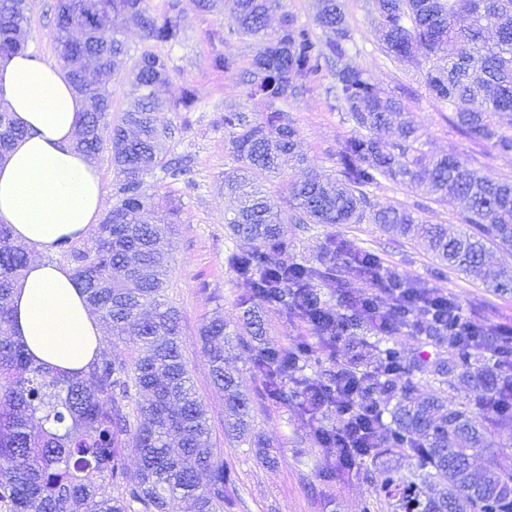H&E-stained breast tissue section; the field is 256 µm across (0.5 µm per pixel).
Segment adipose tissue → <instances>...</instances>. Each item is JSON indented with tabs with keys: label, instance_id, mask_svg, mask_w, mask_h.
<instances>
[{
	"label": "adipose tissue",
	"instance_id": "1",
	"mask_svg": "<svg viewBox=\"0 0 512 512\" xmlns=\"http://www.w3.org/2000/svg\"><path fill=\"white\" fill-rule=\"evenodd\" d=\"M0 105L26 131L0 158V223L39 252L82 238L105 207L93 160L72 147L85 101L59 67L21 52L0 62ZM11 307L14 331L37 360L68 371L93 361L101 325L69 266L31 263L14 284Z\"/></svg>",
	"mask_w": 512,
	"mask_h": 512
}]
</instances>
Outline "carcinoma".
Segmentation results:
<instances>
[{"instance_id":"carcinoma-1","label":"carcinoma","mask_w":512,"mask_h":512,"mask_svg":"<svg viewBox=\"0 0 512 512\" xmlns=\"http://www.w3.org/2000/svg\"><path fill=\"white\" fill-rule=\"evenodd\" d=\"M384 51L408 60L423 48L425 86L454 112L452 124L478 147L512 153V0H375ZM280 13L279 28L268 19ZM180 0H166L154 11L148 0H57L53 43L59 65L86 100L75 147L93 158L109 153L116 174L115 203L89 240H61L56 248L71 267L93 316L106 322L111 339L83 371H67L33 359L12 330L11 296L16 279L42 253L14 243L0 224V512H179L190 500L194 512H224L230 504L224 460L211 441L205 406L199 399L181 348L179 311L164 300L168 267L163 225L177 223L180 207L161 205L136 174L185 170L167 158L172 129L156 116L154 89L168 82L167 60L149 48L131 55L121 21H130L147 42L172 43L181 36ZM30 22L28 0H0V59L25 49ZM236 33L258 50L243 80L247 97L259 96L269 111L255 118L224 113L227 146L238 167L224 172V191L236 206L225 218L230 237L240 242L229 257L234 272L250 285L248 305L233 330L222 319L199 328L213 383L224 390L225 430L249 435L257 402L288 405L292 399L312 422L318 442L335 441V424L319 419L311 397L336 403V388L360 376V396L346 408L355 421L372 404L390 415L376 447L366 449L375 466V494L389 512H512V456L486 454L494 447L491 428L512 424V335L485 330L459 306L443 303L438 291L417 288L396 273L387 293L369 301L351 291L355 281L374 275L373 263L348 240L331 239L315 259L288 262L285 224H379L401 237L428 240L439 273L448 269L479 280L498 294L512 292V266L485 268L490 248L512 251V180L493 178L455 150L430 158L422 134L402 98L385 97L365 70L345 62L351 33L342 0H321L317 23L325 37L298 23L284 0H235ZM495 32L488 44L485 33ZM128 70L131 99L112 118V78L118 63ZM330 71L328 92L346 113L353 131L338 154L337 177L290 182L291 215L263 188L260 178L279 170L296 153L298 130L276 102L312 90ZM0 107V152L21 136ZM416 190L435 202L453 196L464 231L428 223L425 206H377L369 188L381 181ZM336 298V305L326 296ZM276 307L287 318L313 323L322 349L336 326L353 339L343 367L316 377L296 376L317 353L308 341L291 350L264 341L259 310ZM387 319L388 337L373 343L357 339L368 331L371 314ZM425 343L448 347L450 360H430L422 351L407 359L392 336L401 328ZM253 356L262 388L250 396L224 367V340ZM133 345L131 354H112V340ZM430 372L440 385L463 378L466 401L454 408L447 399L425 397L412 382ZM296 390H288V381ZM402 452L411 468L402 473L378 460ZM138 458L135 471L126 464ZM486 455L481 470L472 460Z\"/></svg>"}]
</instances>
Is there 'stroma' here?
<instances>
[{"mask_svg":"<svg viewBox=\"0 0 512 512\" xmlns=\"http://www.w3.org/2000/svg\"><path fill=\"white\" fill-rule=\"evenodd\" d=\"M342 2L352 35L348 62L364 69L383 92L405 95L423 133L425 151L444 154L453 148L485 174L512 179V154L481 149L461 138L450 122L447 106L429 98L420 65L385 55L376 31L374 0ZM182 7L179 41L157 47L167 57L170 69L168 83L157 90L163 106L158 118L175 127V136L167 144L168 154L183 158L190 174L175 179L158 170L147 177L146 187L158 198L181 203L179 221L167 233L170 271L166 295L181 313L182 352L208 411L212 441L230 476L233 505L226 512H385L374 500L365 466H356L330 482L322 478L323 466L335 461L336 451L321 447L310 436L305 418L294 408L265 403L254 413V433L264 440L273 463L258 462L254 449L224 433V393L211 381L199 338L203 320L218 316L236 322L240 300L248 291L247 282L227 263L236 243L224 223L231 207L224 193V172L235 162L226 149L224 114L242 111L255 117L267 111L268 105L262 99L247 98L243 92L241 79L257 46L233 34L231 4L205 12L196 0H182ZM55 19L56 0H32L25 49L38 63L56 62L52 41ZM219 55L233 60V69L213 68L211 61ZM329 83V77H322L312 91L277 103L297 127L299 148L307 162L285 165L278 177L266 180L265 187L275 199H283L288 182L331 174L338 168L337 152L350 135L352 124L326 94ZM187 89L198 97L197 107L169 111V104L177 102ZM286 231L292 244L290 261L314 257L327 238H345L376 255L385 268L408 283L439 286L475 323L512 326V294H494L462 274L435 280L436 261L424 240L391 235L377 224H290Z\"/></svg>","mask_w":512,"mask_h":512,"instance_id":"obj_1","label":"stroma"}]
</instances>
